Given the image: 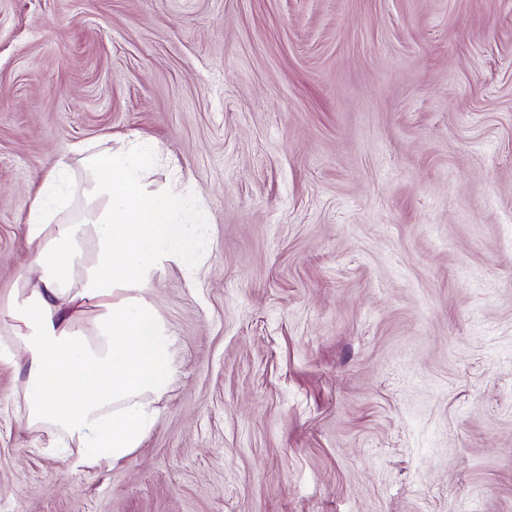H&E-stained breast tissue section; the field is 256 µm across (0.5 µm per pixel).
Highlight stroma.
<instances>
[{
    "label": "stroma",
    "mask_w": 512,
    "mask_h": 512,
    "mask_svg": "<svg viewBox=\"0 0 512 512\" xmlns=\"http://www.w3.org/2000/svg\"><path fill=\"white\" fill-rule=\"evenodd\" d=\"M115 138L209 216L178 374L78 472L0 362V512H512V0H0V301Z\"/></svg>",
    "instance_id": "obj_1"
}]
</instances>
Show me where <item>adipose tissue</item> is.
<instances>
[{
	"label": "adipose tissue",
	"mask_w": 512,
	"mask_h": 512,
	"mask_svg": "<svg viewBox=\"0 0 512 512\" xmlns=\"http://www.w3.org/2000/svg\"><path fill=\"white\" fill-rule=\"evenodd\" d=\"M87 204L61 221L62 168L49 171L25 219L31 246L0 316V361L29 363L20 396L27 429L55 453L76 448L75 471L128 458L151 430L153 400L175 377L174 338L149 301L167 267L197 263L196 224L181 189L148 179V153L119 148L85 157Z\"/></svg>",
	"instance_id": "1"
}]
</instances>
